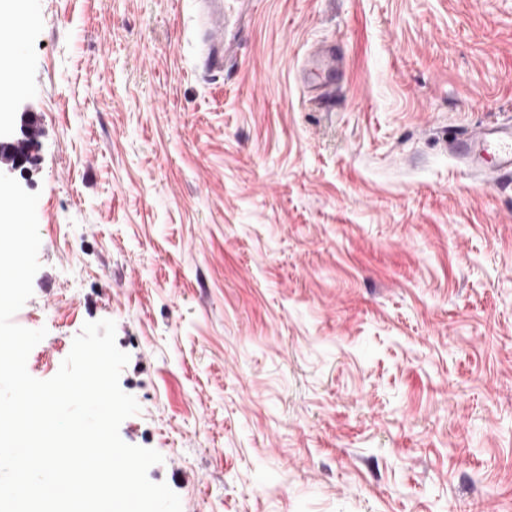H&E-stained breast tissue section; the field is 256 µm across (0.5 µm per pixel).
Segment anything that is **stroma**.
<instances>
[{
  "label": "stroma",
  "instance_id": "1",
  "mask_svg": "<svg viewBox=\"0 0 512 512\" xmlns=\"http://www.w3.org/2000/svg\"><path fill=\"white\" fill-rule=\"evenodd\" d=\"M196 15L0 10L43 130L29 374L113 320L182 512H512V186L455 150L512 119V0H254L221 74ZM311 63L318 72L315 77L322 80L312 81L303 76V81L310 89V99L316 102L329 101L328 88L332 86L336 77L340 75L341 61L336 56V50L325 46H315L310 52Z\"/></svg>",
  "mask_w": 512,
  "mask_h": 512
}]
</instances>
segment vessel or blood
Segmentation results:
<instances>
[{
  "mask_svg": "<svg viewBox=\"0 0 512 512\" xmlns=\"http://www.w3.org/2000/svg\"><path fill=\"white\" fill-rule=\"evenodd\" d=\"M251 0H200L198 22L204 33L203 65L209 71L223 70L235 60L243 40V28ZM311 63L318 73L310 84V98L328 99L329 88L340 74L341 61L334 49L317 46L310 52ZM460 157L473 171L492 168L494 175L512 174V124L470 126L458 142Z\"/></svg>",
  "mask_w": 512,
  "mask_h": 512,
  "instance_id": "b4317fda",
  "label": "vessel or blood"
}]
</instances>
